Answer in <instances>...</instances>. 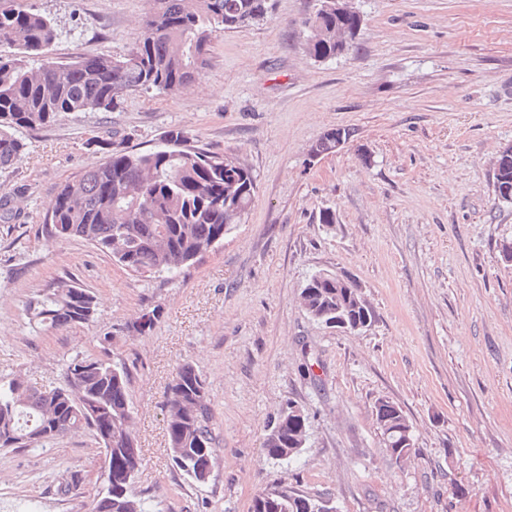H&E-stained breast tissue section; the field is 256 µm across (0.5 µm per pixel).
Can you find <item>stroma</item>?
Masks as SVG:
<instances>
[{"instance_id":"stroma-1","label":"stroma","mask_w":512,"mask_h":512,"mask_svg":"<svg viewBox=\"0 0 512 512\" xmlns=\"http://www.w3.org/2000/svg\"><path fill=\"white\" fill-rule=\"evenodd\" d=\"M35 3L57 24L60 61L124 51L150 8ZM271 3L263 22L215 39L187 90L135 92L112 111L22 131L27 150L0 171V194L29 186L19 220L0 222V379L50 389L71 356L125 363L142 458L134 491L148 512H250L279 484L331 497L336 512H512V263L498 251L512 239V204L492 186L512 144V0H354L358 45L327 62L306 51L313 0ZM172 126L256 179L243 223L218 248L171 281L41 235L58 187L102 159L99 141L146 151ZM333 128L352 139L311 157ZM326 208L335 223H320ZM318 272L360 286L375 315L368 331L307 314L300 292ZM64 276L95 295V317L31 329L28 300ZM153 306L155 328L133 333ZM186 360L208 384L220 438L204 484L168 448L166 389ZM380 400L412 427L404 462L389 457ZM290 404L307 417L306 446L268 460V425ZM104 459L86 430L0 449V512H92ZM72 479L78 492L61 494Z\"/></svg>"}]
</instances>
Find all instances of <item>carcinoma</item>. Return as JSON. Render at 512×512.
I'll use <instances>...</instances> for the list:
<instances>
[{
  "label": "carcinoma",
  "instance_id": "cac0c4a2",
  "mask_svg": "<svg viewBox=\"0 0 512 512\" xmlns=\"http://www.w3.org/2000/svg\"><path fill=\"white\" fill-rule=\"evenodd\" d=\"M141 37L116 54L59 62L50 56L57 39L54 20L29 0H0V170L14 167L27 143L19 130L50 125L63 114L110 112L132 92L176 94L208 66L214 39L247 22L264 20L270 0H152ZM346 30L348 43L321 40L308 47L315 57L334 59L353 48L361 18L321 17ZM106 158L80 178L62 184L41 234L52 240L81 239L142 277L179 278L224 242L253 203L252 172L232 156L189 144L179 127L165 131L161 144L134 151L101 142ZM496 197L512 190V160L492 175ZM305 310L316 320L336 316V302L353 305L358 285L314 274ZM35 326L62 329L89 322L93 294L74 281H59L27 304ZM161 308L142 310L131 324L143 335L158 322ZM64 384L50 390L21 378L0 382V448L44 447L68 433L89 429L105 456L104 488L93 512H146L134 493L142 459L134 430L127 368L91 355H76L63 368ZM167 439L175 466L191 479L197 468H213L219 439L211 427V399L205 379L189 362L179 365L167 387ZM387 433L390 459L398 464L414 450L404 432L409 423L394 402L375 404ZM304 414L282 413L263 443L270 460L297 458L306 440ZM251 512H334L328 498H310L286 485L258 494Z\"/></svg>",
  "mask_w": 512,
  "mask_h": 512
}]
</instances>
